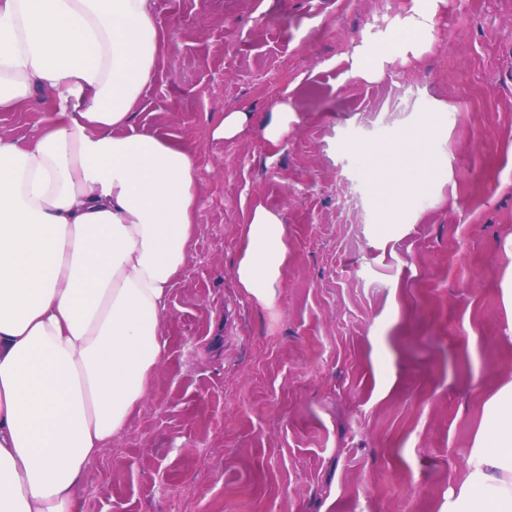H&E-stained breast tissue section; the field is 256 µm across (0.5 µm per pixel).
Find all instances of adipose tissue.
<instances>
[{"mask_svg":"<svg viewBox=\"0 0 512 512\" xmlns=\"http://www.w3.org/2000/svg\"><path fill=\"white\" fill-rule=\"evenodd\" d=\"M445 0H412L397 54L435 41ZM155 0H0V112L33 91L28 140L0 136V512H79L77 492L167 355L160 325L199 222V158L132 118L155 78ZM422 124L367 164L384 213L420 194ZM284 222L257 205L235 268L271 303ZM446 512H512V379L486 400Z\"/></svg>","mask_w":512,"mask_h":512,"instance_id":"obj_1","label":"adipose tissue"}]
</instances>
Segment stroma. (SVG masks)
Segmentation results:
<instances>
[{
  "instance_id": "stroma-1",
  "label": "stroma",
  "mask_w": 512,
  "mask_h": 512,
  "mask_svg": "<svg viewBox=\"0 0 512 512\" xmlns=\"http://www.w3.org/2000/svg\"><path fill=\"white\" fill-rule=\"evenodd\" d=\"M409 5L156 0L135 120L200 156V223L167 356L82 512H443L486 394L512 377V0H446L437 45L394 59ZM359 46L381 78L352 77ZM45 111L30 96L0 135L29 137ZM235 111L242 132L213 140ZM431 117L426 186L384 219L363 152ZM259 204L288 236L268 307L235 279ZM277 118L265 129V138L272 144L278 143L288 132V106L275 105L273 108ZM502 251L505 256L510 259V263L505 269L501 283L502 301L505 309L510 315V313H512V235L505 239L502 246Z\"/></svg>"
}]
</instances>
